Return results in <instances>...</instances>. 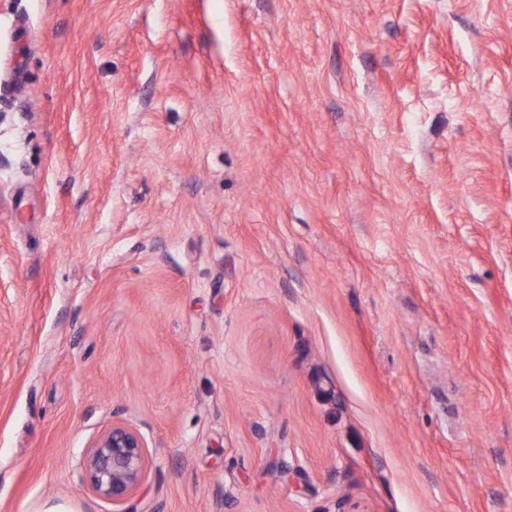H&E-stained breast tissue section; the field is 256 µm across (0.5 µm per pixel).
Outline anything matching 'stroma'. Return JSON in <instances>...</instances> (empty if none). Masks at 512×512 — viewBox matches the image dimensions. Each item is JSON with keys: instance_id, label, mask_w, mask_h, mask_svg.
<instances>
[{"instance_id": "stroma-1", "label": "stroma", "mask_w": 512, "mask_h": 512, "mask_svg": "<svg viewBox=\"0 0 512 512\" xmlns=\"http://www.w3.org/2000/svg\"><path fill=\"white\" fill-rule=\"evenodd\" d=\"M512 512V0H0V512ZM148 441L136 428L120 421L93 440L85 455L83 483L95 496L112 501L113 512H138L124 507L148 475Z\"/></svg>"}]
</instances>
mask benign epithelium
<instances>
[{"label":"benign epithelium","instance_id":"benign-epithelium-1","mask_svg":"<svg viewBox=\"0 0 512 512\" xmlns=\"http://www.w3.org/2000/svg\"><path fill=\"white\" fill-rule=\"evenodd\" d=\"M148 441L120 421L93 440L85 455L83 483L95 496L112 502L115 512H137L127 506L148 475Z\"/></svg>","mask_w":512,"mask_h":512}]
</instances>
